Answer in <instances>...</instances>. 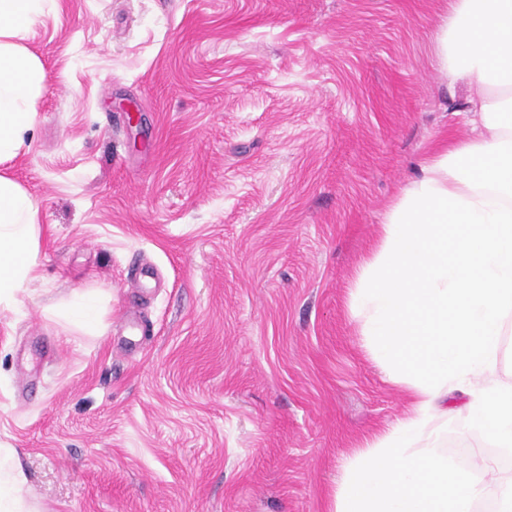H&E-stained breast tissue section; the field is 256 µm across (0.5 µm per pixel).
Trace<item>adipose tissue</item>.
I'll list each match as a JSON object with an SVG mask.
<instances>
[{"instance_id": "ef3b65f1", "label": "adipose tissue", "mask_w": 512, "mask_h": 512, "mask_svg": "<svg viewBox=\"0 0 512 512\" xmlns=\"http://www.w3.org/2000/svg\"><path fill=\"white\" fill-rule=\"evenodd\" d=\"M45 0H0V161L15 157L36 111L41 63L18 45L44 18ZM442 74L472 93L473 134L424 160L385 214L373 252L359 266L349 308L386 380L413 395L409 414L373 436L345 467L334 512H474L491 496L478 458L449 463L435 420L462 394L467 428L512 451V381L499 374L500 337L512 323V0H451L435 37ZM36 199L0 177V306L36 282ZM51 318L100 334L102 293L73 290ZM0 453V512H27L26 480Z\"/></svg>"}]
</instances>
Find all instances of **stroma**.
<instances>
[{"label":"stroma","mask_w":512,"mask_h":512,"mask_svg":"<svg viewBox=\"0 0 512 512\" xmlns=\"http://www.w3.org/2000/svg\"><path fill=\"white\" fill-rule=\"evenodd\" d=\"M46 11L36 119L0 164L41 226L38 279L0 309V448L31 512H333L409 410L348 299L400 189L470 133L434 56L448 0ZM77 288L104 293L102 335L48 319ZM434 427L459 468L496 450Z\"/></svg>","instance_id":"35a3bbf8"}]
</instances>
